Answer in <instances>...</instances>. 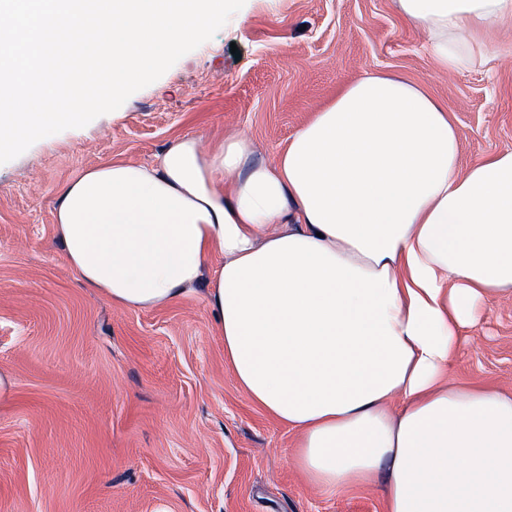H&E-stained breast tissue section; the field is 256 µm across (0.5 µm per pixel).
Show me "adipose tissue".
I'll return each instance as SVG.
<instances>
[{
    "label": "adipose tissue",
    "instance_id": "ef3b65f1",
    "mask_svg": "<svg viewBox=\"0 0 512 512\" xmlns=\"http://www.w3.org/2000/svg\"><path fill=\"white\" fill-rule=\"evenodd\" d=\"M441 70L485 55L512 0H397ZM185 137L59 191L56 231L89 287L127 308L211 273L208 305L244 393L298 436L326 490L381 481L386 512H512V394L448 372L512 296V151L460 166L448 108L378 73L344 86L274 163Z\"/></svg>",
    "mask_w": 512,
    "mask_h": 512
}]
</instances>
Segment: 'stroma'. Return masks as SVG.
<instances>
[{"mask_svg": "<svg viewBox=\"0 0 512 512\" xmlns=\"http://www.w3.org/2000/svg\"><path fill=\"white\" fill-rule=\"evenodd\" d=\"M484 60L439 70L396 0H245L118 109L0 164V512H385L380 483L311 486L297 436L247 399L207 309L210 276L131 309L84 286L55 229L58 191L104 162L152 163L225 134L274 162L345 85L384 72L448 107L461 163L512 150V21ZM450 379L512 392V298L491 301Z\"/></svg>", "mask_w": 512, "mask_h": 512, "instance_id": "stroma-1", "label": "stroma"}]
</instances>
